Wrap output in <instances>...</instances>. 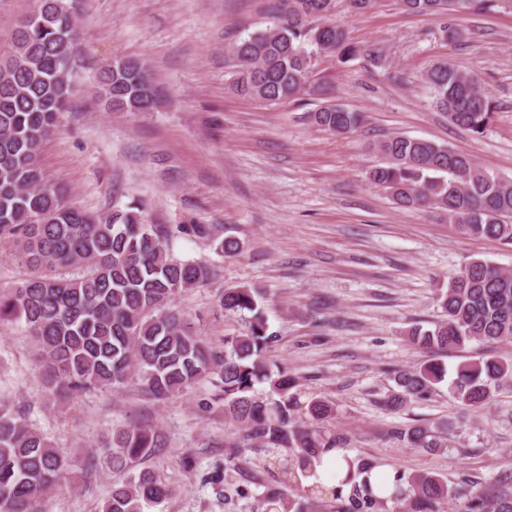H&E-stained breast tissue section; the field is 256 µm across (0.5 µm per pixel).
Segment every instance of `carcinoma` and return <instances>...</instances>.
Listing matches in <instances>:
<instances>
[{"label": "carcinoma", "mask_w": 512, "mask_h": 512, "mask_svg": "<svg viewBox=\"0 0 512 512\" xmlns=\"http://www.w3.org/2000/svg\"><path fill=\"white\" fill-rule=\"evenodd\" d=\"M81 0H37L15 32L13 50L0 60V241L12 243L13 257L28 275L0 294V319L24 323L38 349L45 390L59 409L91 390H123L138 379L142 392L160 402L204 381L224 402V416L239 432L224 440L225 470L237 467L247 448L276 450L263 461L276 481L301 483L322 457L345 438L318 424L333 418L331 402L301 401L296 380L272 370L266 360L273 338L261 308L260 290L239 285L224 289V312L243 316V331L213 347L196 336L173 303L184 291L209 281L214 271L202 261L180 260L169 252L167 233L142 216L133 203L103 217L68 203L48 183L39 165L43 142L58 127L75 92L74 57ZM338 0H270L276 23L231 48L236 62L231 89L265 104H276L310 90L313 56L326 53L345 64L362 55L381 61L375 45L347 41L332 17ZM422 16L477 14L495 8L512 12V0H400ZM431 103L448 121L475 135L484 134L493 105L477 78L447 62L422 75ZM99 89L114 111L148 112L159 99L145 62L116 60L100 69ZM313 122L336 135L358 131L363 116L328 103ZM383 164L368 173L406 208H435L467 236L512 245V180L479 167L472 157L431 140L391 135L376 145ZM177 232L216 238L207 224H185ZM442 317L433 328L415 327L410 340L447 352L472 342L512 340V273L474 259L450 277L439 297ZM445 368L428 362L396 373L394 408L426 400ZM512 387V364L494 357L457 366L450 383L464 407L488 405L503 386ZM412 448L434 452L443 439L419 425L395 431ZM165 435L148 424L113 427L101 440L104 462L123 473L101 512H149L164 502L170 487L145 461L166 447ZM351 490L314 485L310 491L336 502L332 512H379L384 497L373 492L366 475L383 466L375 458L344 456ZM73 460L24 414L0 399V512H46V502L61 487ZM467 499V512H512V471L489 485L454 488L438 474L396 472L393 499L400 512H442L452 499ZM266 512H308L307 503L288 497L278 486L263 494Z\"/></svg>", "instance_id": "carcinoma-1"}]
</instances>
